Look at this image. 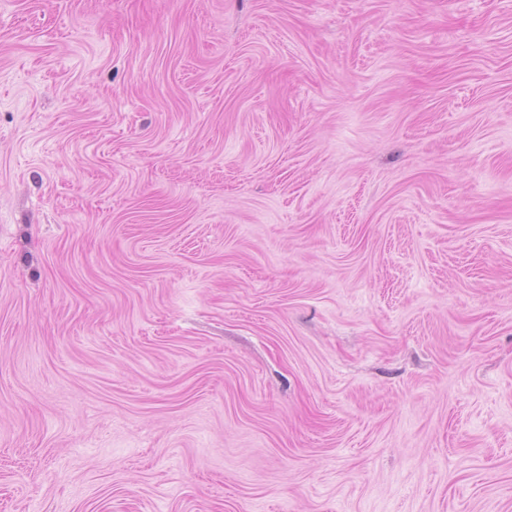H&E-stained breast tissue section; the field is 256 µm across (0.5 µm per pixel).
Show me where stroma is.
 <instances>
[{
  "mask_svg": "<svg viewBox=\"0 0 512 512\" xmlns=\"http://www.w3.org/2000/svg\"><path fill=\"white\" fill-rule=\"evenodd\" d=\"M0 512H512V0H0Z\"/></svg>",
  "mask_w": 512,
  "mask_h": 512,
  "instance_id": "35a3bbf8",
  "label": "stroma"
}]
</instances>
